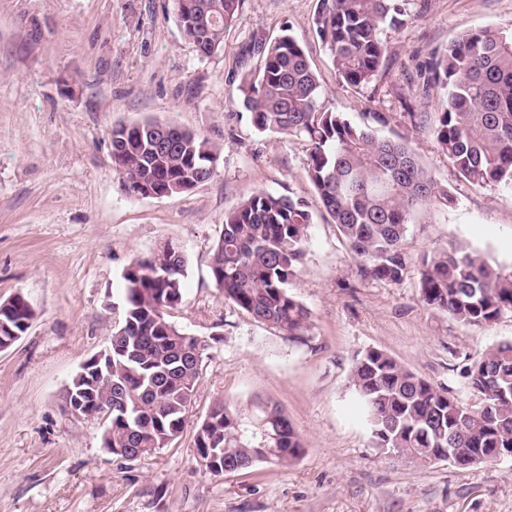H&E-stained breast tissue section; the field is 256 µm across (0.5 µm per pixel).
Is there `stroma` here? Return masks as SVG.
Listing matches in <instances>:
<instances>
[{"instance_id":"1","label":"stroma","mask_w":512,"mask_h":512,"mask_svg":"<svg viewBox=\"0 0 512 512\" xmlns=\"http://www.w3.org/2000/svg\"><path fill=\"white\" fill-rule=\"evenodd\" d=\"M405 23L385 29L386 61L368 86L343 85L316 33L319 0H243L224 46L200 57L172 0H0V301L22 294L36 315L0 351V512H512V458L462 468L421 465L374 448L350 370L369 349L480 402L466 369L512 340V314L475 328L425 306L420 268L459 242L512 271V190L460 177L413 112L442 111L424 90L433 50L459 33L512 28V0H396ZM295 36L325 96L356 124L389 119L452 197L417 213L400 283L367 280L330 216L316 212L288 291L310 313L300 342L225 300L210 276L224 214L258 191L312 199L303 139L262 134L240 103L254 42ZM159 120L220 148L217 172L190 192L134 198L120 187L113 126ZM187 256L172 320L209 340L182 438L136 461L108 453L104 424L72 416L65 390L102 350L120 315L126 266L157 245ZM244 416L269 400L304 441L285 466L210 475L193 435L213 402Z\"/></svg>"}]
</instances>
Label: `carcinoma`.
Here are the masks:
<instances>
[{
  "label": "carcinoma",
  "mask_w": 512,
  "mask_h": 512,
  "mask_svg": "<svg viewBox=\"0 0 512 512\" xmlns=\"http://www.w3.org/2000/svg\"><path fill=\"white\" fill-rule=\"evenodd\" d=\"M243 0H174L183 37L202 57L224 42V29ZM394 0H319L316 32L339 80L372 83L386 58L387 26L403 24ZM261 62L239 90L260 133L287 134L309 146L316 198L258 191L224 213L211 248L210 273L224 298L255 320L303 340L311 314L288 293L302 262L314 211H326L360 261L361 275L398 284L406 270L403 244L424 206L451 201L408 144L380 133L388 118L352 123L328 106L320 76L296 37L285 33L260 46ZM427 85L446 96L444 111L411 112L419 129L468 182L512 186V28L485 27L452 37L427 67ZM219 147L208 138L160 121L112 128V161L129 197L187 193L211 180ZM187 256L173 244L132 261L122 274L123 316L103 350L101 372L82 366L66 396L79 413L122 398L105 422L102 447L141 458L178 440L194 402L209 347L170 320L183 301ZM420 298L474 327L512 313V275L478 261L461 244L424 258ZM35 310L23 296L0 302V350L29 328ZM479 407L462 404L387 353L356 358L350 380L365 410L374 447L433 463L457 454L458 465L484 463L494 448H512V341L497 343L466 371ZM194 447L214 476L259 464L285 465L304 443L288 415L273 403L243 417L216 400L194 434ZM270 452H265V449Z\"/></svg>",
  "instance_id": "carcinoma-1"
}]
</instances>
